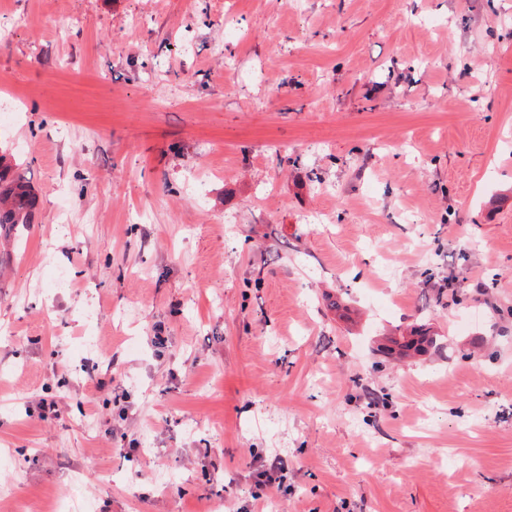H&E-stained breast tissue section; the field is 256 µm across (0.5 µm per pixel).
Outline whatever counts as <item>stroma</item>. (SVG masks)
<instances>
[{"instance_id": "stroma-1", "label": "stroma", "mask_w": 512, "mask_h": 512, "mask_svg": "<svg viewBox=\"0 0 512 512\" xmlns=\"http://www.w3.org/2000/svg\"><path fill=\"white\" fill-rule=\"evenodd\" d=\"M0 149V512H512V0H0ZM36 209V196L25 168L13 167L6 154L0 156V235L7 236L18 224H30Z\"/></svg>"}]
</instances>
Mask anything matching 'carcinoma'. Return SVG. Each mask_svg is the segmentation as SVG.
<instances>
[{
    "instance_id": "cac0c4a2",
    "label": "carcinoma",
    "mask_w": 512,
    "mask_h": 512,
    "mask_svg": "<svg viewBox=\"0 0 512 512\" xmlns=\"http://www.w3.org/2000/svg\"><path fill=\"white\" fill-rule=\"evenodd\" d=\"M36 196L26 169L12 166L6 155L0 156V234L10 235L20 224H29L34 218ZM433 344V337L415 330L403 337L400 347L404 352L419 353Z\"/></svg>"
}]
</instances>
